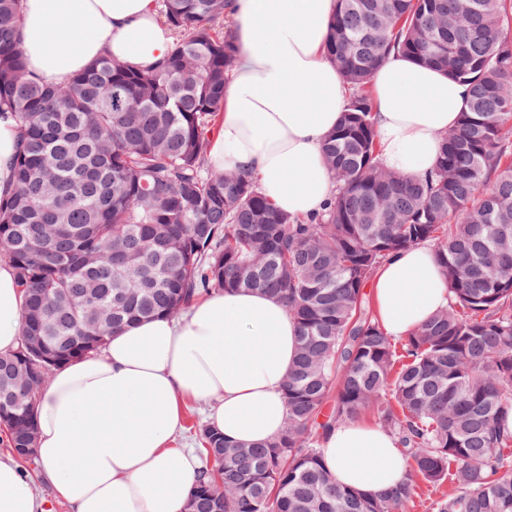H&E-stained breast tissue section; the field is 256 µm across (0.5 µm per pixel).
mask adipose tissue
Instances as JSON below:
<instances>
[{
  "instance_id": "1",
  "label": "adipose tissue",
  "mask_w": 512,
  "mask_h": 512,
  "mask_svg": "<svg viewBox=\"0 0 512 512\" xmlns=\"http://www.w3.org/2000/svg\"><path fill=\"white\" fill-rule=\"evenodd\" d=\"M21 49L33 73L61 82L101 54L148 65L170 50L155 0H23ZM336 0H235L240 46L224 89L209 163L247 173L291 216L321 212L335 185L322 154L346 89L324 53ZM380 161L405 176L435 166L469 92L439 68L390 53L372 78ZM388 335L407 337L448 303L433 247L388 258L370 281ZM23 295L0 263V355L15 351ZM299 329L280 300L216 291L183 316L160 315L112 335L101 353L56 370L37 406L41 473L69 512H185L200 470L179 447L188 404L231 444L268 442L287 424L284 381ZM332 480L367 493L401 482L397 439L353 420L322 443ZM0 512H46L19 461L0 457Z\"/></svg>"
}]
</instances>
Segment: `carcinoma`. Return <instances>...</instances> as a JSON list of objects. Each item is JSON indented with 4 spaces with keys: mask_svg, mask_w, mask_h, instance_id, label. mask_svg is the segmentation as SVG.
Wrapping results in <instances>:
<instances>
[{
    "mask_svg": "<svg viewBox=\"0 0 512 512\" xmlns=\"http://www.w3.org/2000/svg\"><path fill=\"white\" fill-rule=\"evenodd\" d=\"M170 53L145 66L98 58L64 82L22 54V0H0V118L18 133L0 198V260L25 294L20 344L0 385L22 459L35 407L61 365L124 326L176 316L214 290L282 300L300 335L285 430L231 445L201 430L205 465L188 512H403L413 478L450 480L434 512H512V0H338L326 53L350 91L323 144L336 194L308 220L277 210L239 172L208 162L238 56L230 0H162ZM398 51L469 86L433 171L385 169L373 72ZM431 245L448 305L407 338L385 333L364 288L394 253ZM88 254L99 256L87 264ZM42 337L32 354L25 337ZM377 410L412 473L366 495L336 486L325 434Z\"/></svg>",
    "mask_w": 512,
    "mask_h": 512,
    "instance_id": "cac0c4a2",
    "label": "carcinoma"
}]
</instances>
